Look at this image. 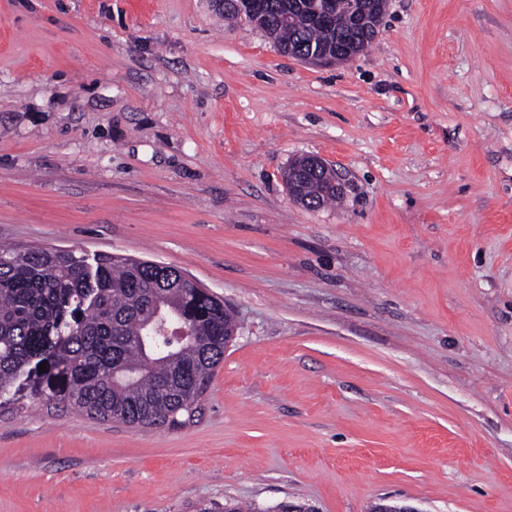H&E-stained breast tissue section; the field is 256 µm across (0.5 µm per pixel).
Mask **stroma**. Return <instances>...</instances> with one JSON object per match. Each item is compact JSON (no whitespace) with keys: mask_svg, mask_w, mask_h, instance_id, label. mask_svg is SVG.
Returning <instances> with one entry per match:
<instances>
[{"mask_svg":"<svg viewBox=\"0 0 512 512\" xmlns=\"http://www.w3.org/2000/svg\"><path fill=\"white\" fill-rule=\"evenodd\" d=\"M306 154L339 203L290 199ZM0 246L238 324L185 426L0 408V512H512V0H388L333 67L216 0H0Z\"/></svg>","mask_w":512,"mask_h":512,"instance_id":"1","label":"stroma"}]
</instances>
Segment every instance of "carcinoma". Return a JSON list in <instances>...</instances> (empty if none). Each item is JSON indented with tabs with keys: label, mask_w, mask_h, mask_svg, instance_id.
<instances>
[{
	"label": "carcinoma",
	"mask_w": 512,
	"mask_h": 512,
	"mask_svg": "<svg viewBox=\"0 0 512 512\" xmlns=\"http://www.w3.org/2000/svg\"><path fill=\"white\" fill-rule=\"evenodd\" d=\"M314 0H272L278 15L257 25L295 58L332 52L337 31L307 20ZM299 203L339 198L320 171ZM224 301L173 266L103 254L89 265L59 249L0 248V406L34 400L141 428L179 427L194 416L224 358ZM143 371L119 372L127 364ZM45 366L39 372L38 365ZM199 512H259L227 500Z\"/></svg>",
	"instance_id": "cac0c4a2"
}]
</instances>
